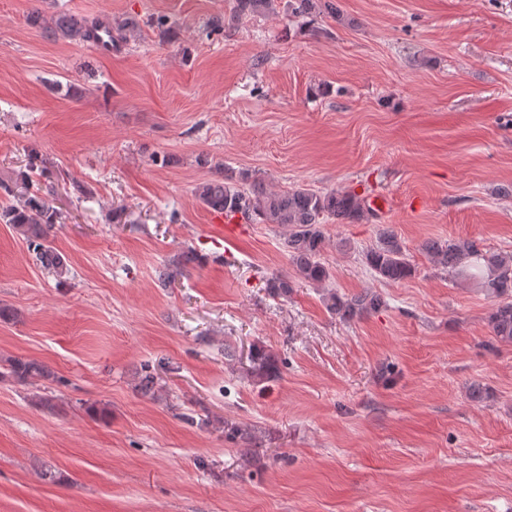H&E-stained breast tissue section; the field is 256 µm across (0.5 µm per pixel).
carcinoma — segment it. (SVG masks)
<instances>
[{"instance_id":"1","label":"carcinoma","mask_w":512,"mask_h":512,"mask_svg":"<svg viewBox=\"0 0 512 512\" xmlns=\"http://www.w3.org/2000/svg\"><path fill=\"white\" fill-rule=\"evenodd\" d=\"M278 0H235L229 18H215L210 26L222 31L240 15H263L273 11ZM328 9L341 18L337 8L322 0H288V11L293 16L319 14ZM28 26L41 31L53 42L85 44L98 38L102 31L109 41L125 38L133 32L127 21L114 25L91 22L82 16L60 11L45 17L33 11L26 17ZM0 191L17 196L19 203L0 208V221L13 225L22 234L36 261L52 274L61 277L68 271L65 256L49 239L53 225L61 214L42 195L43 189L33 188L28 176L14 184L0 182ZM195 196L207 208L226 217L239 216L257 224H272L286 230L283 246L288 253L297 277L312 284H324L330 279L328 268L321 262L325 234L323 223L332 216L358 221L367 211L365 198L347 191L317 193L307 188L273 192L260 180H249V175L221 171L219 175L198 183ZM433 262L457 276L474 279L481 290L493 301L489 327L499 343L512 344V253H488L472 239H428L422 244ZM366 266L387 283H399L415 273L407 259L401 238L387 228L379 233L375 246L363 252ZM327 309L341 320L350 322L378 311L384 300L380 295L364 291L346 295L330 291L325 297ZM8 373L20 381L36 383L51 377L48 367L38 361L9 362Z\"/></svg>"}]
</instances>
